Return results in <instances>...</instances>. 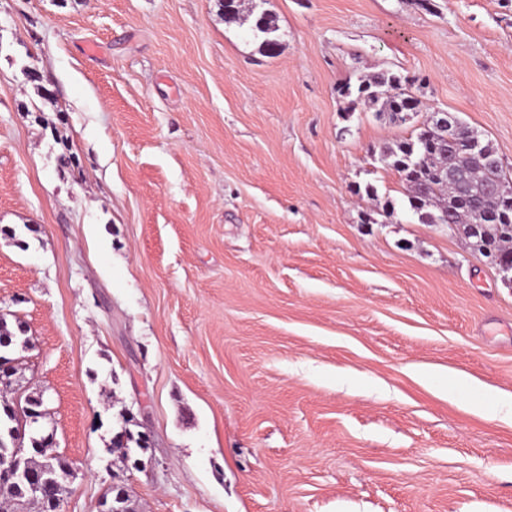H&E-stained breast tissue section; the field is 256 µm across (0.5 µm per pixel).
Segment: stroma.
<instances>
[{"label": "stroma", "instance_id": "stroma-1", "mask_svg": "<svg viewBox=\"0 0 512 512\" xmlns=\"http://www.w3.org/2000/svg\"><path fill=\"white\" fill-rule=\"evenodd\" d=\"M382 70L415 122L338 94ZM446 111L512 170V0H0L7 396L62 512H512V425L446 395L512 393V285L383 158ZM278 27L273 18L267 14H262L255 22L254 33L262 37V45L268 50L272 51L278 45V40L275 33Z\"/></svg>", "mask_w": 512, "mask_h": 512}]
</instances>
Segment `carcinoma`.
Wrapping results in <instances>:
<instances>
[{
    "label": "carcinoma",
    "mask_w": 512,
    "mask_h": 512,
    "mask_svg": "<svg viewBox=\"0 0 512 512\" xmlns=\"http://www.w3.org/2000/svg\"><path fill=\"white\" fill-rule=\"evenodd\" d=\"M278 27L267 14L259 16L254 33L262 37L269 51L278 45ZM342 95L357 93L391 120L401 112H414L418 99L404 87L402 78L390 71L367 76L352 89L345 83L338 88ZM462 126L458 117L441 127L434 121L425 122L409 138L388 148L391 166L398 173L405 190L409 210L423 224L447 218L477 250H489L497 259L496 266L503 276L512 274V196L488 189L492 178L510 180L504 172L498 154H477L470 151L457 137ZM19 337L0 320V359L18 343ZM41 395H28L22 402H0V453L15 451L18 418L26 408L39 403ZM22 467L31 473L39 486L36 501L42 512H52L61 501L62 490L71 476V467L61 456H48L47 446L34 441L20 450ZM18 506L32 497L30 488L17 481H0V498Z\"/></svg>",
    "instance_id": "obj_1"
}]
</instances>
